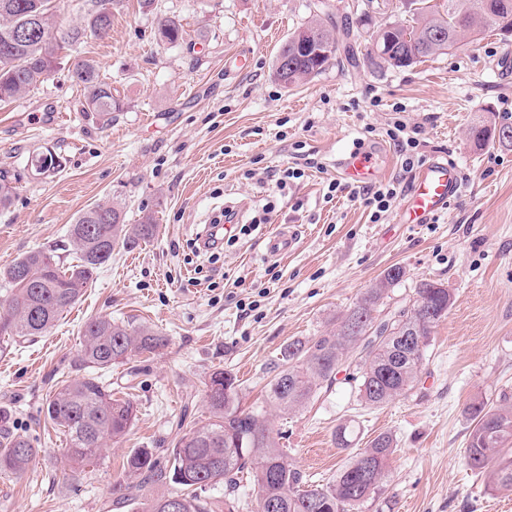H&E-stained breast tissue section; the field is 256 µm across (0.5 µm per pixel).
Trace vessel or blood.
<instances>
[{
  "label": "vessel or blood",
  "instance_id": "obj_1",
  "mask_svg": "<svg viewBox=\"0 0 512 512\" xmlns=\"http://www.w3.org/2000/svg\"><path fill=\"white\" fill-rule=\"evenodd\" d=\"M382 150L346 152L336 161V172L347 184L360 185L377 180L383 173ZM457 168L447 161L429 162L415 178L407 198L405 213L411 224H425L447 210L459 190ZM297 242L294 229L283 228L270 237L267 250L274 255L292 252Z\"/></svg>",
  "mask_w": 512,
  "mask_h": 512
}]
</instances>
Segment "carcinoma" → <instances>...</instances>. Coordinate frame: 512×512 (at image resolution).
Wrapping results in <instances>:
<instances>
[{
  "mask_svg": "<svg viewBox=\"0 0 512 512\" xmlns=\"http://www.w3.org/2000/svg\"><path fill=\"white\" fill-rule=\"evenodd\" d=\"M412 17L377 29L372 46L391 44L388 56L370 52L371 64L406 68L444 54L456 45L480 39L487 31L512 27V0H412ZM55 27L51 0H0V103L21 97L32 85L48 78L61 53L77 51L86 33L104 37L112 27V14L97 8L82 27L60 35ZM323 34L321 45L295 44L304 30ZM163 42L183 38V25L167 17L158 25ZM334 30L319 20L293 31L280 46L275 78L286 86L297 85L328 67L335 57ZM72 85L84 98V111L109 116L120 108L112 85L101 78L97 62L75 56L69 69ZM63 165L51 150L32 156L31 167L50 175ZM158 225L148 216L139 224L125 223L122 208L98 203L83 211L70 225L75 259L69 263L51 250L31 251L0 268V281L8 287L0 297V338L17 342L43 336L83 296L98 270L112 257L117 245L133 248L153 238ZM405 275L403 268L385 270L340 319L336 330L310 341H293L281 352L277 372L267 383L269 405L288 414L307 406L324 386L336 380L337 369L349 362L360 373L358 395L365 404L381 408L405 395L422 370L425 349L433 329L446 318L453 303L449 289L422 281L415 288L409 308L388 318L377 315L389 288ZM435 305L433 317L420 321L418 303ZM390 334L363 346L359 336L376 325ZM166 340L152 328H128L107 316L88 319L83 326L78 360L86 369L80 378L65 381L46 402L44 417L67 435V476L78 478L86 464L101 456L107 443H115L129 430L136 406L128 399L112 398L98 371L153 352ZM209 385L220 386L207 394L206 423L183 433L166 459L154 448H133L126 457L124 478L114 485L122 499L139 504L148 484L168 481L180 490L144 503L139 512H165V501L178 498V512H216L211 491L223 486L224 512H234L235 491L246 473L257 488L255 512H362L387 482V465L394 448L388 433L374 437L365 448L351 453L336 473L322 485H310L306 475L288 461L285 451L256 411L239 406L236 379L228 372L211 374ZM473 428L466 448L467 464L487 472L492 486L512 493V401L469 408ZM38 449L9 429V416L0 412V469L23 475Z\"/></svg>",
  "mask_w": 512,
  "mask_h": 512,
  "instance_id": "obj_1",
  "label": "carcinoma"
}]
</instances>
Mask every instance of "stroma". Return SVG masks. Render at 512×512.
Instances as JSON below:
<instances>
[{"label":"stroma","mask_w":512,"mask_h":512,"mask_svg":"<svg viewBox=\"0 0 512 512\" xmlns=\"http://www.w3.org/2000/svg\"><path fill=\"white\" fill-rule=\"evenodd\" d=\"M111 10L108 36L80 47L120 101L111 121L83 111L66 57L0 108V169L15 179L14 200L0 210V267L38 249L68 256L70 225L97 203L120 204L130 224L152 216L159 231L135 249L116 247L49 333L0 341V408L40 450L23 477L0 473V512H132L112 493L127 453L170 448L177 427L201 424L216 370L236 378L241 408L262 409L289 461L317 483L347 458L333 441L337 425L349 426L356 448L390 433L389 480L364 512H512V494L464 459L469 406L512 398V144L470 136L475 126L512 123V71L497 69L512 56V36L492 32L414 67L380 70L367 58L369 35L409 19L401 0H155L147 11L115 0ZM320 11L336 23V57L286 88L273 76L276 51ZM166 16L183 24L179 43L158 39ZM398 106L422 130V162L458 166L461 192L434 224L403 221L415 175L385 135ZM358 140L383 147L381 180L398 184L376 223L360 202L324 198L337 155ZM45 149L63 165L33 175L27 160ZM291 166L304 177L276 185L274 174ZM268 202L270 223L213 257L195 252L198 232L224 206L247 224ZM288 225L294 251L267 255L269 237ZM392 266L405 276L380 315L410 304L422 280L454 297L414 387L372 409L356 383L340 380L299 411L266 408L282 349L334 330ZM98 315L149 325L167 344L106 373L113 397L133 400L137 417L69 482L65 438L42 409L60 381L80 376L81 329Z\"/></svg>","instance_id":"35a3bbf8"}]
</instances>
